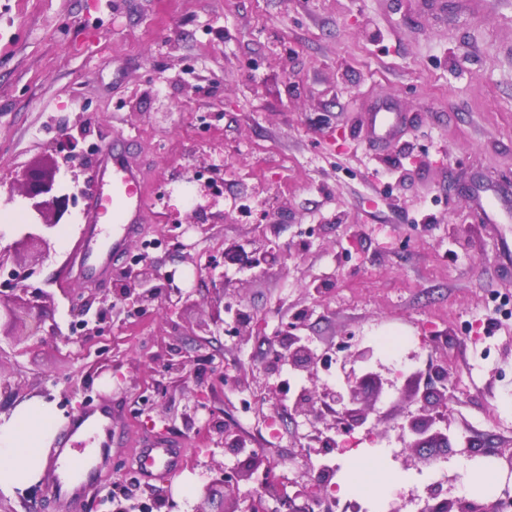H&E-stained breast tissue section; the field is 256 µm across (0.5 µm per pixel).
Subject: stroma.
Wrapping results in <instances>:
<instances>
[{"label": "stroma", "instance_id": "obj_1", "mask_svg": "<svg viewBox=\"0 0 512 512\" xmlns=\"http://www.w3.org/2000/svg\"><path fill=\"white\" fill-rule=\"evenodd\" d=\"M389 95L408 120L378 148L364 127ZM65 133L79 156L57 152ZM113 144L142 163L148 235L179 240L149 261L185 273L188 297L145 314L113 307L111 343L95 359L1 337L0 381L17 402L47 401L62 432L91 402L112 400V458L128 467L108 479L149 512H191L206 484L207 512H222V473L254 453L282 478L272 492L243 485L265 512H285L290 498L304 512L351 502L389 512L398 492L412 498L406 512H420L432 484L479 501L473 466L495 500L512 498L500 457L512 448V267L500 251L512 223L475 222L462 189L482 176L512 185V0H0V230L11 240L25 222L16 175L53 157L76 203L31 281L50 296L47 322L65 332L59 272L99 152ZM213 170L223 197L196 211L190 177ZM238 246L243 255L213 277L209 254ZM256 247L271 250L267 263L247 259ZM219 301L224 326L203 335L197 325ZM286 330L315 350L316 378L275 362ZM383 334L412 343L382 356L390 383L363 392L374 411L354 434L377 472L405 480L369 494L349 485L343 437L327 428L333 412L317 420L292 408L314 387L345 390V364L363 372L356 354ZM180 359L182 373L165 372ZM440 369L441 428L456 445L435 466H402L401 426ZM69 377L88 390L70 394ZM148 386L163 400L142 413ZM141 432L185 441L175 475L148 483L130 469L119 440ZM324 464L337 490L321 499L312 489Z\"/></svg>", "mask_w": 512, "mask_h": 512}]
</instances>
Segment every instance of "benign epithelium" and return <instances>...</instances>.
Listing matches in <instances>:
<instances>
[{"label": "benign epithelium", "instance_id": "1", "mask_svg": "<svg viewBox=\"0 0 512 512\" xmlns=\"http://www.w3.org/2000/svg\"><path fill=\"white\" fill-rule=\"evenodd\" d=\"M56 174V168L40 164L27 168L19 179L21 195L27 200L28 230L12 243L0 246V273L7 270L12 277L8 287L0 289V334L37 336L42 341L49 339L67 346L112 333V300L108 297L86 298L81 292L73 298L70 312L73 324L82 330L78 336L64 335L57 323L48 325L41 316L43 303L50 296L44 289L27 283L29 268L22 254L26 253L34 260L46 256L51 238L56 236L61 226L67 224L74 198L60 191ZM183 296L184 291L175 284L174 272L163 273L157 267L145 265L134 273L131 280L121 285L117 300L136 311H145L161 298L178 302ZM95 302L98 303V313L95 321L91 322L86 316ZM281 358L290 364H303L308 369L315 367L318 361L316 355L291 334L286 338L285 352ZM374 380H379V375L367 373L355 379L344 396L331 392L320 394V399L342 406L336 419L339 429L347 432L366 422L369 406L361 404L359 386ZM421 410L426 415L412 417L405 425L411 437L408 447H452L447 435L433 430L434 424L448 411V391L435 390L424 395ZM264 463V457L255 454L250 463L252 470L239 472L233 482L224 483L225 512H239L240 482L249 480L253 471ZM425 512H496V508L493 504L476 503L463 496L443 498L441 491L433 487Z\"/></svg>", "mask_w": 512, "mask_h": 512}]
</instances>
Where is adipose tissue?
Masks as SVG:
<instances>
[{"label":"adipose tissue","mask_w":512,"mask_h":512,"mask_svg":"<svg viewBox=\"0 0 512 512\" xmlns=\"http://www.w3.org/2000/svg\"><path fill=\"white\" fill-rule=\"evenodd\" d=\"M54 434L50 406L29 402L7 419H0V492L23 489L41 480L47 458L44 448Z\"/></svg>","instance_id":"1"}]
</instances>
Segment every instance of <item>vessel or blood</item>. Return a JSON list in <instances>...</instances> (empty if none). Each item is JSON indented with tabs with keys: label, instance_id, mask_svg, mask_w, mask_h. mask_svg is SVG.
I'll return each mask as SVG.
<instances>
[{
	"label": "vessel or blood",
	"instance_id": "vessel-or-blood-1",
	"mask_svg": "<svg viewBox=\"0 0 512 512\" xmlns=\"http://www.w3.org/2000/svg\"><path fill=\"white\" fill-rule=\"evenodd\" d=\"M400 115L390 106L378 107L371 114L370 128L374 139L388 140L395 136ZM141 168L128 157L104 152L99 165L92 195L86 202L85 223L74 242L70 258L61 272L63 283L78 282L88 288L106 287L112 277V267L129 245L143 231L148 208L142 191ZM472 205L485 222L512 219V188L503 186L488 189L480 185L471 190ZM111 211L112 225L101 222L104 211ZM136 459H147L149 466L143 474L153 478L155 471L172 472L178 465L180 451L165 440L151 447L135 449ZM85 466L83 456L71 455L62 469H49L44 487L47 496L61 502L67 512H81L90 489L89 484H71L65 473H80Z\"/></svg>",
	"mask_w": 512,
	"mask_h": 512
}]
</instances>
